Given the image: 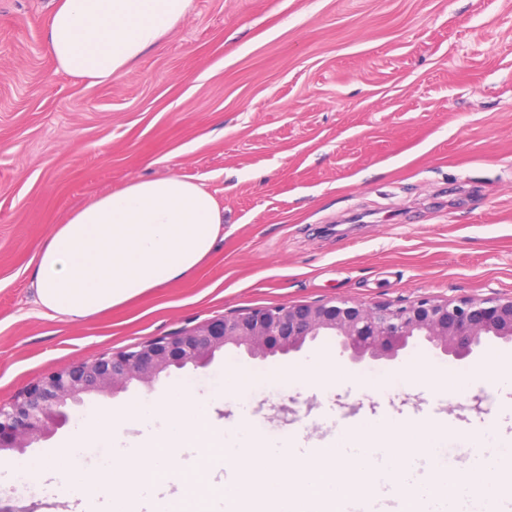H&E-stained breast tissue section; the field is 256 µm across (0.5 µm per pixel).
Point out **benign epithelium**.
<instances>
[{
    "mask_svg": "<svg viewBox=\"0 0 512 512\" xmlns=\"http://www.w3.org/2000/svg\"><path fill=\"white\" fill-rule=\"evenodd\" d=\"M321 337L336 339L355 364L395 360L417 338L463 361L512 344V294L379 303L334 298L215 317L30 382L12 402L0 403V457L22 456L53 437L89 395H115L134 382L150 389L175 370L208 368L228 346L266 360L299 352Z\"/></svg>",
    "mask_w": 512,
    "mask_h": 512,
    "instance_id": "7a95c632",
    "label": "benign epithelium"
}]
</instances>
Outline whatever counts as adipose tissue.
<instances>
[{"label": "adipose tissue", "mask_w": 512, "mask_h": 512, "mask_svg": "<svg viewBox=\"0 0 512 512\" xmlns=\"http://www.w3.org/2000/svg\"><path fill=\"white\" fill-rule=\"evenodd\" d=\"M192 0H56L46 49L63 72L101 81L120 75L190 12ZM224 235L214 195L178 176L139 179L99 196L53 225L38 252L37 301L55 315L93 318L179 280ZM288 384L308 393L357 385L377 398L396 387L387 376L355 380L322 358L289 369Z\"/></svg>", "instance_id": "obj_1"}]
</instances>
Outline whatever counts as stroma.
<instances>
[{
	"mask_svg": "<svg viewBox=\"0 0 512 512\" xmlns=\"http://www.w3.org/2000/svg\"><path fill=\"white\" fill-rule=\"evenodd\" d=\"M53 0H0V402L33 379L224 314L333 298L411 301L512 294V0H193L186 19L119 77L59 70L45 47ZM203 184L224 237L187 278L86 321L35 302L31 272L53 225L141 178ZM335 341L265 361L225 351L173 379L211 391L271 452L369 415L448 425L456 467L496 456L512 393L444 401L426 371L494 381L512 345L456 362L420 347L356 365L416 376L380 399L316 398L269 372ZM481 435L471 443V435ZM17 512H75L61 480L0 488Z\"/></svg>",
	"mask_w": 512,
	"mask_h": 512,
	"instance_id": "1",
	"label": "stroma"
}]
</instances>
